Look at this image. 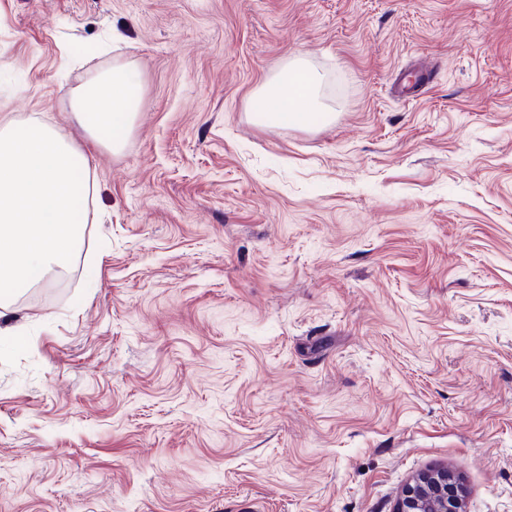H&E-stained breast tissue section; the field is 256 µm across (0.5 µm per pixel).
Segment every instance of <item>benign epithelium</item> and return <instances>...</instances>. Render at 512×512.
Wrapping results in <instances>:
<instances>
[{"label": "benign epithelium", "mask_w": 512, "mask_h": 512, "mask_svg": "<svg viewBox=\"0 0 512 512\" xmlns=\"http://www.w3.org/2000/svg\"><path fill=\"white\" fill-rule=\"evenodd\" d=\"M396 512H465L463 487L446 469L422 474L404 489Z\"/></svg>", "instance_id": "obj_1"}]
</instances>
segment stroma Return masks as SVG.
<instances>
[{"instance_id":"35a3bbf8","label":"stroma","mask_w":512,"mask_h":512,"mask_svg":"<svg viewBox=\"0 0 512 512\" xmlns=\"http://www.w3.org/2000/svg\"><path fill=\"white\" fill-rule=\"evenodd\" d=\"M332 120L258 124L293 60ZM139 71L120 152L73 94ZM89 161L0 335V512H512V0H0V120ZM394 512H465L463 487L448 469L422 474L404 489Z\"/></svg>"}]
</instances>
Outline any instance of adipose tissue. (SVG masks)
Listing matches in <instances>:
<instances>
[{
	"instance_id": "obj_1",
	"label": "adipose tissue",
	"mask_w": 512,
	"mask_h": 512,
	"mask_svg": "<svg viewBox=\"0 0 512 512\" xmlns=\"http://www.w3.org/2000/svg\"><path fill=\"white\" fill-rule=\"evenodd\" d=\"M141 92L135 66L114 67L76 96L74 118L94 138L120 150L122 134L133 122ZM251 110L259 119L287 125H303L322 117L320 78L302 64L286 66L252 98Z\"/></svg>"
}]
</instances>
